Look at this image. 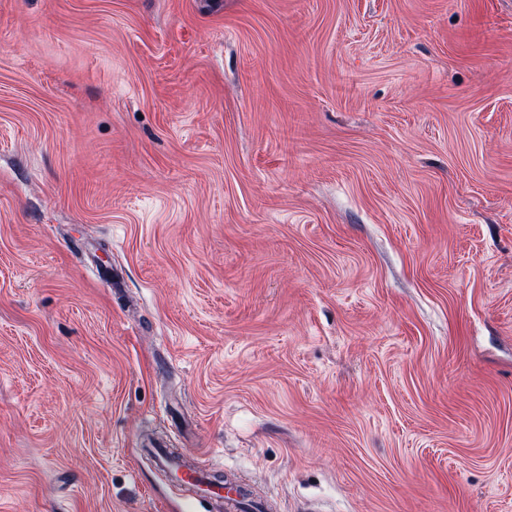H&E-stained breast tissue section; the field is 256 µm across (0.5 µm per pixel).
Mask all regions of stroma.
Wrapping results in <instances>:
<instances>
[{
	"label": "stroma",
	"mask_w": 512,
	"mask_h": 512,
	"mask_svg": "<svg viewBox=\"0 0 512 512\" xmlns=\"http://www.w3.org/2000/svg\"><path fill=\"white\" fill-rule=\"evenodd\" d=\"M512 512V0H0V512ZM156 464L162 469L168 470L178 484L182 485L186 492V512H193V506L198 497L203 495L222 496L221 488L217 489L207 483L209 470L199 465H194L188 472L183 473L179 463L170 459L160 451L155 452Z\"/></svg>",
	"instance_id": "1"
}]
</instances>
